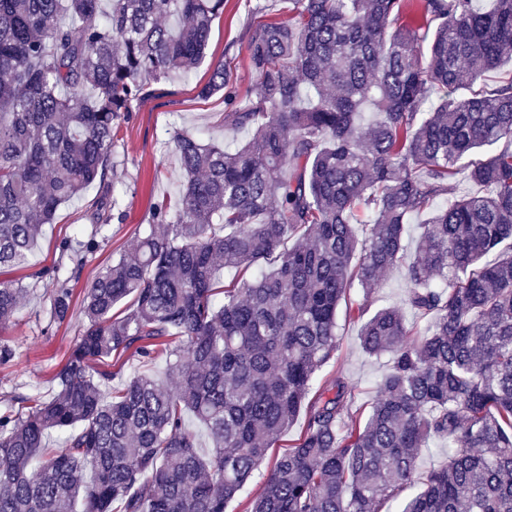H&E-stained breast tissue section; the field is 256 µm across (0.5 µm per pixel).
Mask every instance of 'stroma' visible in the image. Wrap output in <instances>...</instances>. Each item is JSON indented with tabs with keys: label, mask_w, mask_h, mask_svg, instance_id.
<instances>
[{
	"label": "stroma",
	"mask_w": 512,
	"mask_h": 512,
	"mask_svg": "<svg viewBox=\"0 0 512 512\" xmlns=\"http://www.w3.org/2000/svg\"><path fill=\"white\" fill-rule=\"evenodd\" d=\"M256 0H224V11L211 23L204 61L185 74L152 82L148 93L133 112L121 121L112 153L117 207L123 220H112L97 249L77 258L63 250V242L88 240L97 222L99 190L90 187L77 199L62 205L53 223L44 225L42 235L29 256L28 266L0 270V282L22 284L29 296L16 318L0 338L15 352L12 365L0 366V409L24 410L21 398L33 390L51 392L50 378L68 360L82 333L80 311L86 284L119 254L128 251L138 234L151 223L153 206L161 200L178 202V159L173 150L176 133L189 132L203 140L239 145L247 132L222 127V94L202 98L199 91L215 64L230 62L236 92L247 98L255 78L247 50V31ZM71 281L73 312L62 322L49 317L56 277ZM335 358L324 368V378L342 374L352 389L355 407L372 402L379 382L390 367L389 357H373L361 347L362 324L339 318Z\"/></svg>",
	"instance_id": "35a3bbf8"
}]
</instances>
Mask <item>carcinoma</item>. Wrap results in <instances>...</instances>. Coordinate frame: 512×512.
Segmentation results:
<instances>
[{"mask_svg":"<svg viewBox=\"0 0 512 512\" xmlns=\"http://www.w3.org/2000/svg\"><path fill=\"white\" fill-rule=\"evenodd\" d=\"M289 3L293 23L250 25L247 101L227 61L200 91L224 93V127L249 141L174 137L178 208L155 203L133 249L87 285L53 392L0 410V512H225L302 411L303 436L243 512H512V74L452 95L512 61V0ZM223 11L0 0V267L25 264L96 182L104 230L115 130L149 82L204 60ZM369 102L381 119L364 126ZM463 171L481 191L434 207ZM420 213L406 302L422 335L369 304ZM227 268L240 274L228 285ZM26 296L0 284V328ZM72 298L58 282L54 320ZM342 303L363 349L391 358L365 414L341 374L319 382ZM127 353L163 358L166 378L111 386ZM431 439L448 463L419 478Z\"/></svg>","mask_w":512,"mask_h":512,"instance_id":"1","label":"carcinoma"}]
</instances>
